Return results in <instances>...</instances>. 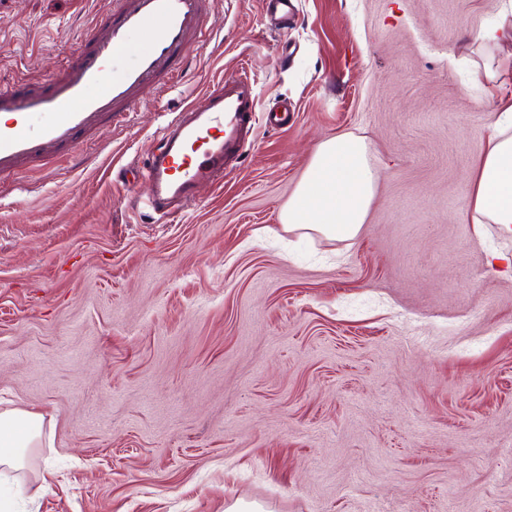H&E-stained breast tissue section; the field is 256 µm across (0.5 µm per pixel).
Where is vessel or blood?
Returning a JSON list of instances; mask_svg holds the SVG:
<instances>
[{"label": "vessel or blood", "instance_id": "1", "mask_svg": "<svg viewBox=\"0 0 512 512\" xmlns=\"http://www.w3.org/2000/svg\"><path fill=\"white\" fill-rule=\"evenodd\" d=\"M214 0H119L80 50L46 84L0 88V177L69 154L81 139L126 115L145 89L170 85L203 34ZM149 35L133 49L137 33ZM248 73L220 79L204 105H186L168 123L162 144L142 168L157 210L191 203L197 185L222 186L225 163L240 156L255 127Z\"/></svg>", "mask_w": 512, "mask_h": 512}]
</instances>
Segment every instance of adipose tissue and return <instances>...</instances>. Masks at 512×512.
I'll use <instances>...</instances> for the list:
<instances>
[{
    "mask_svg": "<svg viewBox=\"0 0 512 512\" xmlns=\"http://www.w3.org/2000/svg\"><path fill=\"white\" fill-rule=\"evenodd\" d=\"M378 171L365 138L343 133L322 142L298 183L282 221L288 230L338 241L359 235L374 202ZM467 211L472 224L499 225L512 237V113L494 122L475 171ZM43 416L21 408L0 411V466L20 470L38 447Z\"/></svg>",
    "mask_w": 512,
    "mask_h": 512,
    "instance_id": "1",
    "label": "adipose tissue"
}]
</instances>
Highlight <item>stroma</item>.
Here are the masks:
<instances>
[{"label": "stroma", "mask_w": 512, "mask_h": 512, "mask_svg": "<svg viewBox=\"0 0 512 512\" xmlns=\"http://www.w3.org/2000/svg\"><path fill=\"white\" fill-rule=\"evenodd\" d=\"M504 0H215L184 77L60 161L0 178V404L44 415L14 512H512V256L463 212L497 112L473 67ZM105 0H0V85L50 81ZM247 69L260 110L224 183L133 211L185 104ZM364 137L358 237L280 216L318 145Z\"/></svg>", "instance_id": "35a3bbf8"}]
</instances>
